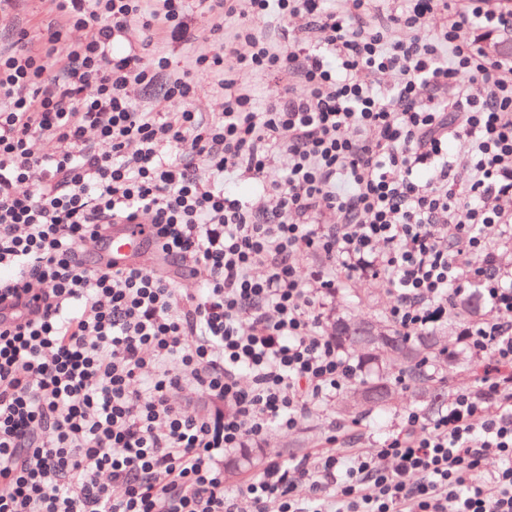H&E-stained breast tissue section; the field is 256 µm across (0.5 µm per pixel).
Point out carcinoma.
<instances>
[{
  "mask_svg": "<svg viewBox=\"0 0 512 512\" xmlns=\"http://www.w3.org/2000/svg\"><path fill=\"white\" fill-rule=\"evenodd\" d=\"M484 302L476 285L457 297L448 311V323L475 327L482 320ZM330 335L339 351L357 355L360 375L348 388V400L336 407L339 417L361 421L389 410L401 392L410 395L423 419L448 406V368L465 371L473 385L484 375L485 361L473 355L463 341L465 333L454 336L448 344L447 327L401 333L386 316L351 321L336 317ZM255 465L253 452L246 449L224 460V478L238 477Z\"/></svg>",
  "mask_w": 512,
  "mask_h": 512,
  "instance_id": "obj_1",
  "label": "carcinoma"
}]
</instances>
